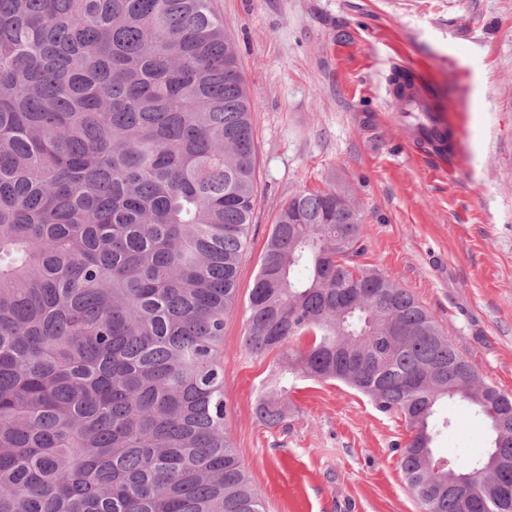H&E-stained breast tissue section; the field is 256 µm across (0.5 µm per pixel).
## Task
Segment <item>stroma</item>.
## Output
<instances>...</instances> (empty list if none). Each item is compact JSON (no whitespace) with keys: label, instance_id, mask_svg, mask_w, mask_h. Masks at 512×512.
<instances>
[{"label":"stroma","instance_id":"stroma-1","mask_svg":"<svg viewBox=\"0 0 512 512\" xmlns=\"http://www.w3.org/2000/svg\"><path fill=\"white\" fill-rule=\"evenodd\" d=\"M253 106L257 205L224 323L226 432L267 512H419L398 465L404 421L338 381H293L284 424L254 415L282 369L243 345L248 294L283 204L352 197L358 264L407 288L482 379L512 394V0H213ZM418 77L459 151L414 138L388 87ZM434 452L486 454V422L455 401Z\"/></svg>","mask_w":512,"mask_h":512}]
</instances>
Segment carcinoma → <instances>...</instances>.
I'll use <instances>...</instances> for the list:
<instances>
[{
  "label": "carcinoma",
  "instance_id": "carcinoma-1",
  "mask_svg": "<svg viewBox=\"0 0 512 512\" xmlns=\"http://www.w3.org/2000/svg\"><path fill=\"white\" fill-rule=\"evenodd\" d=\"M252 106L210 0H0V512H265L225 433L224 320L255 192ZM366 244L342 191L282 206L243 342L341 381L411 434L420 512H501L490 454L448 492L432 445L455 399L512 461V396ZM305 337L307 346L297 347ZM280 380L255 406L288 416Z\"/></svg>",
  "mask_w": 512,
  "mask_h": 512
}]
</instances>
